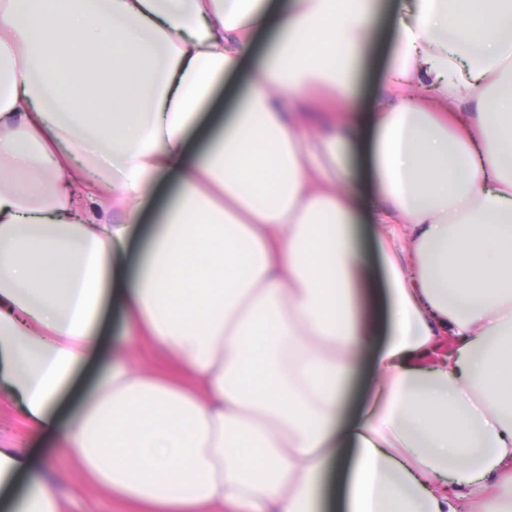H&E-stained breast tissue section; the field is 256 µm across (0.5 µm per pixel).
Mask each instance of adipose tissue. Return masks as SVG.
Segmentation results:
<instances>
[{
	"mask_svg": "<svg viewBox=\"0 0 512 512\" xmlns=\"http://www.w3.org/2000/svg\"><path fill=\"white\" fill-rule=\"evenodd\" d=\"M380 9L0 0V395L142 512H477L492 486L512 512V0H396L379 28ZM388 39L359 113L364 52ZM248 68L223 125L201 123ZM345 144L364 149L355 190ZM106 307L189 379L118 362L57 414L112 345ZM362 367L383 403L349 420ZM1 484L18 512H61L38 449L0 448ZM251 84V69H246L236 77L224 80L223 84L216 90L214 94L213 105L204 112H220L230 111L238 101L240 95L249 90ZM233 91L231 93L230 91ZM114 359V354L112 360V354L106 348L92 352L87 362L74 370L69 388L60 394V405L75 406V402L71 399L70 395L72 387L80 388L85 397H89L93 392L94 383L112 369Z\"/></svg>",
	"mask_w": 512,
	"mask_h": 512,
	"instance_id": "obj_1",
	"label": "adipose tissue"
}]
</instances>
